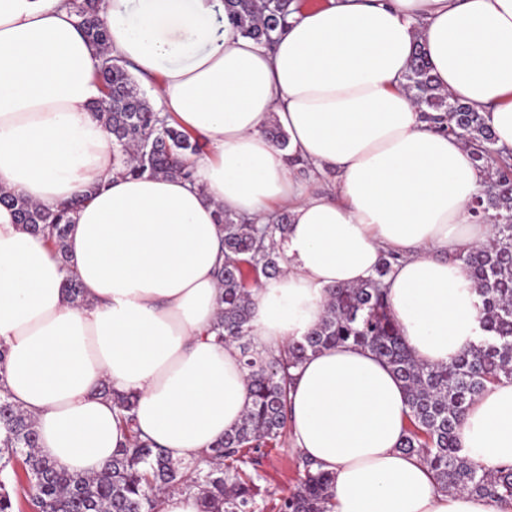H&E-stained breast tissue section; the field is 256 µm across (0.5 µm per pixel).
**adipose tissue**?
I'll list each match as a JSON object with an SVG mask.
<instances>
[{
	"label": "adipose tissue",
	"mask_w": 512,
	"mask_h": 512,
	"mask_svg": "<svg viewBox=\"0 0 512 512\" xmlns=\"http://www.w3.org/2000/svg\"><path fill=\"white\" fill-rule=\"evenodd\" d=\"M101 13L112 55L154 80L155 110L208 151L189 182L120 175L90 108L99 55L68 0H0V188L79 204L64 263L0 205V382L42 455L85 475L111 460L128 432L102 384L135 395L139 430L185 464L240 424V351L209 333L222 209L257 224L288 213L282 271L252 290L258 350L302 339L329 289L361 283L386 252L401 257L388 301L418 360L445 364L477 342L483 298L458 256L493 235L471 211L484 173L469 145L422 120L404 75L422 49L439 89L512 150V0H328L294 13L270 50L233 27L223 0H101ZM288 151L339 181H298ZM71 272L79 307L63 288ZM289 398L294 448L335 474L333 512H512L439 491L401 450L405 391L370 350L310 356ZM461 446L485 468L512 466V380L475 400Z\"/></svg>",
	"instance_id": "obj_1"
}]
</instances>
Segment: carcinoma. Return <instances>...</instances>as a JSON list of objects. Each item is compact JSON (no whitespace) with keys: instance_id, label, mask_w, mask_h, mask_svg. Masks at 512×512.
I'll list each match as a JSON object with an SVG mask.
<instances>
[{"instance_id":"obj_1","label":"carcinoma","mask_w":512,"mask_h":512,"mask_svg":"<svg viewBox=\"0 0 512 512\" xmlns=\"http://www.w3.org/2000/svg\"><path fill=\"white\" fill-rule=\"evenodd\" d=\"M292 4L224 0V10L243 36L270 47L294 13ZM71 5L79 29L99 53L96 78L103 96L93 108L112 134L120 173L192 180L198 142L180 130L170 114L155 111L128 64L112 56L98 0H71ZM405 80L425 120L472 146L487 173L474 214L494 211V235L457 255L484 297L486 336L445 365L416 359L390 311L384 280L398 256L386 253L374 275L329 290L323 317L302 340L276 352L258 353L249 339L250 288L260 277L281 272L276 237L286 233L288 214L280 213L269 224H251L224 211V265L217 272L224 294L211 332L219 343H237L251 403L240 425L203 452L208 469L181 467L153 440L133 430L135 396L103 384L98 393L112 400L130 429L129 438L100 473L71 472L40 454L33 418L0 391V512H159L162 494L193 489L201 494L202 512H331V473L315 470L309 460L297 456L303 478L270 505L260 485L259 466L285 430L293 371L309 356L346 343L370 349L402 382L409 412L400 449L422 459L440 491L466 490L498 502L512 501V467L488 470L464 455L460 446L461 426L474 400L500 378H512V162L503 158L480 112L439 90L423 52L414 57ZM0 204L14 209L19 224L45 236L59 260L67 262L71 214L80 202L51 210L0 189ZM63 288L72 304L84 302L74 274L66 277Z\"/></svg>"}]
</instances>
